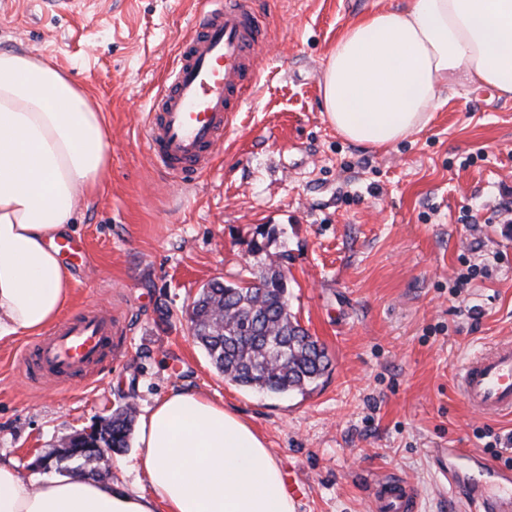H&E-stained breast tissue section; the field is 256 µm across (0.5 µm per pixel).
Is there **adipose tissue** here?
I'll list each match as a JSON object with an SVG mask.
<instances>
[{
	"label": "adipose tissue",
	"mask_w": 512,
	"mask_h": 512,
	"mask_svg": "<svg viewBox=\"0 0 512 512\" xmlns=\"http://www.w3.org/2000/svg\"><path fill=\"white\" fill-rule=\"evenodd\" d=\"M466 82L512 98V0H409L350 25L323 68L329 123L389 147L432 119L441 88ZM107 130L91 97L51 64L0 51V338L40 334L73 277L56 241L78 199L97 196ZM132 490L81 475L31 483L0 463V512H296L280 460L223 403L184 389L141 419Z\"/></svg>",
	"instance_id": "obj_1"
}]
</instances>
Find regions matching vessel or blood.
Segmentation results:
<instances>
[{
	"instance_id": "b4317fda",
	"label": "vessel or blood",
	"mask_w": 512,
	"mask_h": 512,
	"mask_svg": "<svg viewBox=\"0 0 512 512\" xmlns=\"http://www.w3.org/2000/svg\"><path fill=\"white\" fill-rule=\"evenodd\" d=\"M210 7L186 37L141 128L158 168L186 179L201 175L216 145L231 129L244 95L257 81L256 59L267 26L251 0H209ZM112 312L86 306L38 337L18 364L31 384L86 381L112 361ZM463 399L492 418L512 413V341H500L469 359L456 379ZM442 474L480 512H512V471L458 448L437 451ZM409 497L394 479L379 482L375 512H405Z\"/></svg>"
}]
</instances>
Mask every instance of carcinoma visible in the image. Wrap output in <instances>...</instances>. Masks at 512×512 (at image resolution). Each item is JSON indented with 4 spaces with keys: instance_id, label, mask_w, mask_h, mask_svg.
Here are the masks:
<instances>
[{
    "instance_id": "1",
    "label": "carcinoma",
    "mask_w": 512,
    "mask_h": 512,
    "mask_svg": "<svg viewBox=\"0 0 512 512\" xmlns=\"http://www.w3.org/2000/svg\"><path fill=\"white\" fill-rule=\"evenodd\" d=\"M266 248L253 241L252 252L269 262L248 270L250 280H215L201 290L188 314L189 329L224 379L271 394L303 393L325 374L330 357L288 308V280ZM134 417L130 405L117 409L96 434L77 436L58 457L78 460L76 470L84 468L94 479L108 478L110 470L87 465L89 454L79 446L97 441L114 451L127 447Z\"/></svg>"
}]
</instances>
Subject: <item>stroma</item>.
Segmentation results:
<instances>
[{
	"mask_svg": "<svg viewBox=\"0 0 512 512\" xmlns=\"http://www.w3.org/2000/svg\"><path fill=\"white\" fill-rule=\"evenodd\" d=\"M406 0H253L267 22L256 88L191 184H171L140 129L199 0H0V51L52 62L104 114L103 193L77 203L83 248L66 314L112 311V366L90 385H31L22 336L0 339V461L36 481L73 474L53 452L126 402L173 388L222 402L278 456L298 512H372L379 478L404 482L412 512H459L433 451L465 448L512 469L489 419L455 389L471 356L512 339V100L448 87L429 125L388 148L348 142L323 112L320 78L345 29ZM477 215L474 224L465 214ZM273 232L288 303L331 365L306 393L224 379L191 337L207 283L245 276Z\"/></svg>",
	"mask_w": 512,
	"mask_h": 512,
	"instance_id": "obj_1",
	"label": "stroma"
}]
</instances>
